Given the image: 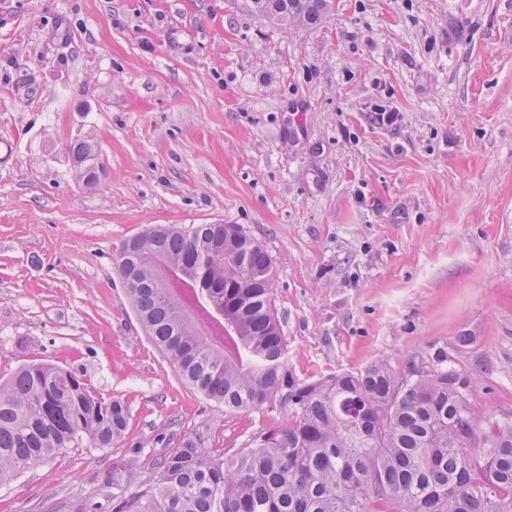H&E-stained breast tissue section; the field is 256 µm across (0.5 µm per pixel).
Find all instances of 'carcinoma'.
Listing matches in <instances>:
<instances>
[{
	"mask_svg": "<svg viewBox=\"0 0 512 512\" xmlns=\"http://www.w3.org/2000/svg\"><path fill=\"white\" fill-rule=\"evenodd\" d=\"M271 22L318 25L330 0H261ZM83 162L87 136L70 145ZM152 342L179 376L230 411L277 399L288 425L226 458L206 433L168 439L154 476L138 459L112 469L113 512H512V418L490 420L442 368L398 371L381 359L360 372L300 380L273 301L267 250L237 224H176L127 240L116 260ZM184 269L179 288L162 270ZM119 399L45 362L0 380V485L64 448H110L127 428ZM138 486L134 492L132 486Z\"/></svg>",
	"mask_w": 512,
	"mask_h": 512,
	"instance_id": "cac0c4a2",
	"label": "carcinoma"
}]
</instances>
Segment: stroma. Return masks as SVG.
<instances>
[{"label": "stroma", "mask_w": 512, "mask_h": 512, "mask_svg": "<svg viewBox=\"0 0 512 512\" xmlns=\"http://www.w3.org/2000/svg\"><path fill=\"white\" fill-rule=\"evenodd\" d=\"M87 135L89 186L67 159ZM155 224L266 248L299 379L442 367L512 416V0H332L313 28L246 0H0V378L53 363L131 410L0 512H112L113 465L150 474L172 432L230 455L287 424L191 390L148 337L116 258Z\"/></svg>", "instance_id": "1"}]
</instances>
